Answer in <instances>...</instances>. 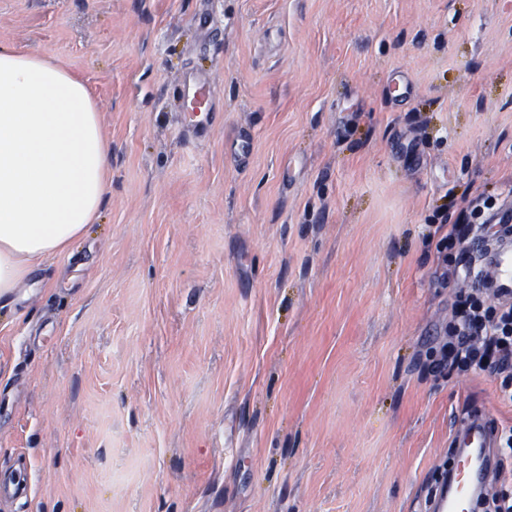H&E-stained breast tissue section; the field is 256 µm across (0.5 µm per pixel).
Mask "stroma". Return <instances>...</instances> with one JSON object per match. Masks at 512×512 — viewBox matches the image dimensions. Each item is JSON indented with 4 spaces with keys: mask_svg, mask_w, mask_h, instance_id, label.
<instances>
[{
    "mask_svg": "<svg viewBox=\"0 0 512 512\" xmlns=\"http://www.w3.org/2000/svg\"><path fill=\"white\" fill-rule=\"evenodd\" d=\"M0 43L82 75L111 169L0 306V465L31 485L0 512H433L453 416L512 421L433 349L436 227L512 209V0H0ZM171 105L175 112L205 113L204 120L184 117L183 135L196 141L206 140L223 118L221 98L210 81L208 71L201 67L185 71Z\"/></svg>",
    "mask_w": 512,
    "mask_h": 512,
    "instance_id": "35a3bbf8",
    "label": "stroma"
}]
</instances>
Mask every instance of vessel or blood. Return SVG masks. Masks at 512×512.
<instances>
[{
	"label": "vessel or blood",
	"instance_id": "vessel-or-blood-1",
	"mask_svg": "<svg viewBox=\"0 0 512 512\" xmlns=\"http://www.w3.org/2000/svg\"><path fill=\"white\" fill-rule=\"evenodd\" d=\"M174 111L185 113L182 132L196 141L206 140L220 125L224 107L207 70L187 69L173 96ZM480 260L492 287L503 294L512 293V245H500L497 251L482 248ZM498 428L486 410L475 408L459 418L453 427L454 440L469 439L468 454L460 456L456 480L443 497L441 512H469L468 501L488 481L495 460L489 450L496 444ZM27 482L16 471L0 470V500L26 493Z\"/></svg>",
	"mask_w": 512,
	"mask_h": 512
}]
</instances>
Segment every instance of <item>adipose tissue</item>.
<instances>
[{
  "label": "adipose tissue",
  "mask_w": 512,
  "mask_h": 512,
  "mask_svg": "<svg viewBox=\"0 0 512 512\" xmlns=\"http://www.w3.org/2000/svg\"><path fill=\"white\" fill-rule=\"evenodd\" d=\"M109 153L86 80L0 44V302L95 223Z\"/></svg>",
  "instance_id": "obj_1"
}]
</instances>
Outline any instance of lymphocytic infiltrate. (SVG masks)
Listing matches in <instances>:
<instances>
[{"label":"lymphocytic infiltrate","mask_w":512,"mask_h":512,"mask_svg":"<svg viewBox=\"0 0 512 512\" xmlns=\"http://www.w3.org/2000/svg\"><path fill=\"white\" fill-rule=\"evenodd\" d=\"M512 233V210L499 211L485 194L462 197L459 218L442 238L462 276L440 346L439 367L499 378V398L512 403V300L493 298L475 250L477 241Z\"/></svg>","instance_id":"lymphocytic-infiltrate-1"}]
</instances>
